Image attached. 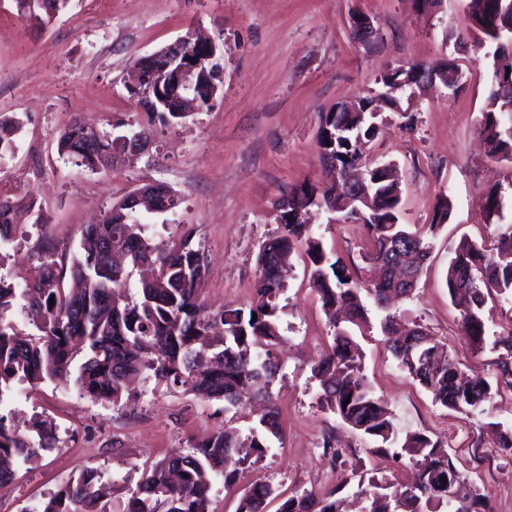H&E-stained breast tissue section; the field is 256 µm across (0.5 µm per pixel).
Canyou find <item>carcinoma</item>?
<instances>
[{"mask_svg":"<svg viewBox=\"0 0 512 512\" xmlns=\"http://www.w3.org/2000/svg\"><path fill=\"white\" fill-rule=\"evenodd\" d=\"M14 2L35 25L51 22L48 8L37 0ZM468 9L470 36L479 42L485 37L496 41L486 32L490 26L512 27V0H468ZM492 84L496 90L484 105L480 134L489 158L512 162V120L505 121L512 114V98L499 94L502 86L512 85V52H493ZM376 119L369 112L328 113L319 137L322 159L341 170L363 160V145L374 134ZM20 130L19 119L0 118V155L13 152ZM89 135L87 126L74 121L59 137V153L93 172L114 167L109 153L112 133L97 131L102 152L95 159L86 153ZM380 188L388 190L390 198L378 210L360 214L343 182L326 188L305 182L290 189L288 214L277 215L279 233L259 251V273L246 307L230 304L208 311L201 299L207 258L192 246L191 234L157 245L137 232V213L117 205L84 229L70 266L76 287L63 286L64 269L52 260L34 267V276L22 287L0 277V393L15 381L36 387L65 380L82 353L74 384L93 400L119 404L130 376L145 373L169 391L222 401L226 413L256 399L266 403V412L248 433L226 424L207 439L143 467L135 484L124 488V500H113V485L102 480L99 468L88 466L32 512H209L215 480H223L229 489L258 467L269 452V438L280 436L272 386L279 371V298L288 286L291 255L305 246L309 287L325 310L344 312L345 321L356 326L366 319L362 293L378 301L394 288L391 279L363 280L341 258L327 256L304 219L309 209L334 206L347 212V218L361 221L370 241L364 259L371 264L385 261L383 242L393 233L412 241L420 257L416 272L429 257L428 239L400 223L396 185L382 183ZM481 206L488 220L503 219L496 193L483 197ZM21 208L35 214L34 223L42 222L34 202L0 195V259L1 251L23 235L22 225L14 223ZM145 265L152 267L153 280L141 281L139 298L131 299L126 283L134 269ZM446 284L451 298L464 301L462 335L480 346L488 301L512 297V223L498 224L488 245L462 239L449 260ZM18 309L26 315L28 332L14 324ZM385 342L400 368L430 392L435 403L466 415L482 411L491 384L465 376L453 357L439 356L431 337L413 328L402 344L388 338ZM311 374L318 383L320 409L364 436L391 444L370 452L406 458L415 469L410 483L373 484L368 512H485L480 495L466 487L451 457L428 436L408 433L400 447H392L398 438L391 413L367 381L360 347L347 329L334 325L332 343L311 366ZM52 449L47 422L36 421L21 430L0 416V486L15 479L16 466ZM444 476L460 480L458 501L448 500ZM346 484L344 480L321 494L311 490L283 497L277 512H344L340 493ZM274 493L269 483H251L244 488L237 512H266Z\"/></svg>","mask_w":512,"mask_h":512,"instance_id":"cac0c4a2","label":"carcinoma"}]
</instances>
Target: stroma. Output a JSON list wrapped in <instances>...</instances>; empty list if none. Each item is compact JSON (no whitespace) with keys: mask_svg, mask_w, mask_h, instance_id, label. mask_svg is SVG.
<instances>
[{"mask_svg":"<svg viewBox=\"0 0 512 512\" xmlns=\"http://www.w3.org/2000/svg\"><path fill=\"white\" fill-rule=\"evenodd\" d=\"M357 15L372 20V45L354 39ZM470 26L467 0H442L433 15L419 12L413 0H71L44 27L22 17L13 0H0V116L23 121L14 153L0 159V194L29 195L43 216L0 261V275L19 283L43 260L70 264L86 225L98 223L136 188L160 182L180 204L165 214L142 213L148 235L165 243L191 233L207 255L202 295L209 309L247 305L259 249L279 230L275 202L289 187L305 181L319 186L331 177L318 144L327 113L369 96L387 70L453 61L464 73L453 98L429 88L415 100L411 118L384 110L366 156L397 165L401 221L429 233L432 244L415 291L389 313L421 326L466 374L491 384L484 413L468 416L436 404L402 371L383 341L384 313L376 307H369L370 323L354 338L398 436L421 432L438 441L489 512H512V497L502 492L503 483L512 482V457L498 448L495 433L512 428V388L500 378L496 346L512 335V301L489 302L485 342L477 348L462 336L459 309L445 285L461 237L487 242L496 231L481 208L484 194L499 191L502 215L512 221V163L489 159L479 133L492 89L485 50L458 40ZM194 29L223 52V83L208 108L164 125L139 109L124 80L135 60ZM76 119L99 129L144 131L149 149L112 169L88 172L57 151L60 134ZM445 199L451 218L429 231ZM309 222L326 252L363 268L369 246L363 225L341 224L317 210ZM292 262L279 299L281 371L273 385L281 435L271 439L263 467L246 473L238 487L228 491L214 483L211 512H235L242 488L257 480L290 495L322 492L344 478L352 497L360 481L412 477L410 465L371 455L375 440L318 408L310 365L331 343L334 328L308 285L303 251ZM0 416L55 426L54 450L0 488V512H29L84 467H98L104 480L119 486L133 465L186 447L188 439L204 438L224 422L247 430L253 413L244 409L230 417L221 402L142 380L120 406L91 400L65 383H18L0 399ZM328 433L344 448L345 465L325 454Z\"/></svg>","mask_w":512,"mask_h":512,"instance_id":"1","label":"stroma"}]
</instances>
